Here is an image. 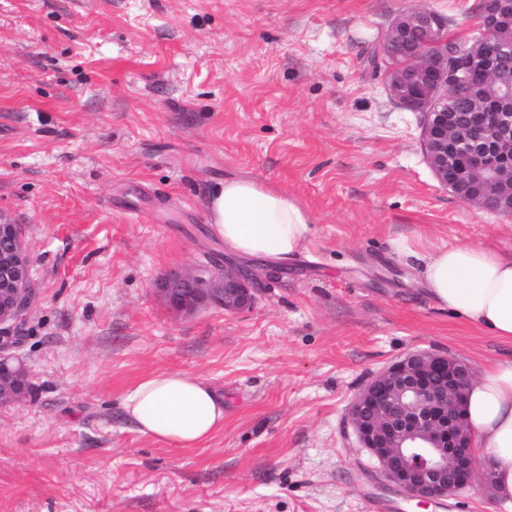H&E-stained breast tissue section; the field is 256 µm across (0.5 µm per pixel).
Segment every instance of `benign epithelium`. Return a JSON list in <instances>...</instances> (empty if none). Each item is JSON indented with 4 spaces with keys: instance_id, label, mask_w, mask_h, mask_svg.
I'll use <instances>...</instances> for the list:
<instances>
[{
    "instance_id": "benign-epithelium-1",
    "label": "benign epithelium",
    "mask_w": 512,
    "mask_h": 512,
    "mask_svg": "<svg viewBox=\"0 0 512 512\" xmlns=\"http://www.w3.org/2000/svg\"><path fill=\"white\" fill-rule=\"evenodd\" d=\"M479 23L484 34L512 30V0H482ZM430 43L436 51L426 52ZM483 41L465 47L466 67L479 66L492 79L484 110L475 121L495 131L498 151L471 158L472 176L448 182V169L458 165L470 129L460 113L450 112L459 98L456 72L460 63L448 54V19L434 11L414 10L393 18L378 47L391 63L387 89L411 112L424 114L422 146L437 180L468 203L512 216V67L481 54ZM0 407L21 404L32 391L31 374L18 355L20 329L35 300L32 258L16 225L0 217ZM279 271L264 274L230 262L170 271L157 279L155 290L179 314L209 307L226 313L250 309L265 283ZM473 367L456 357L419 350L391 363L356 395L349 422L359 447L377 462L397 490L420 504L490 484L478 471L471 434L463 417Z\"/></svg>"
}]
</instances>
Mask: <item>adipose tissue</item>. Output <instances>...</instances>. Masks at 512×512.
Returning a JSON list of instances; mask_svg holds the SVG:
<instances>
[{"label":"adipose tissue","mask_w":512,"mask_h":512,"mask_svg":"<svg viewBox=\"0 0 512 512\" xmlns=\"http://www.w3.org/2000/svg\"><path fill=\"white\" fill-rule=\"evenodd\" d=\"M209 229L225 254L285 260L308 250L309 212L253 178H235L206 200ZM392 250L420 268L436 306L512 345V260L479 243L428 248L392 241ZM142 435L193 448L224 426V399L204 380L180 371L141 380L124 402ZM465 416L499 500L512 504V355L489 364L468 394Z\"/></svg>","instance_id":"obj_1"}]
</instances>
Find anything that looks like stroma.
<instances>
[{"label":"stroma","mask_w":512,"mask_h":512,"mask_svg":"<svg viewBox=\"0 0 512 512\" xmlns=\"http://www.w3.org/2000/svg\"><path fill=\"white\" fill-rule=\"evenodd\" d=\"M478 0H0V215L37 298L26 402L0 409V512H512L477 485L420 506L386 488L348 414L426 349L482 370L512 347L434 304L390 247L477 242L512 259V218L453 195L423 117L368 57L427 9L448 34ZM259 179L313 219L253 309L171 311L168 269L218 244L206 198ZM183 371L224 397L195 448L140 434L123 402Z\"/></svg>","instance_id":"35a3bbf8"}]
</instances>
